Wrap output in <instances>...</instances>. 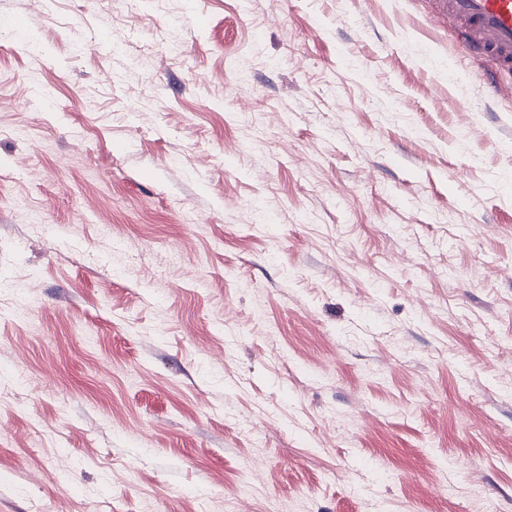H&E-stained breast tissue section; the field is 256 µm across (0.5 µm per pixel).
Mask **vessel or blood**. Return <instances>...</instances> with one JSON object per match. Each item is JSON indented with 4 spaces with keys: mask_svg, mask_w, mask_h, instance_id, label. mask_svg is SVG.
Here are the masks:
<instances>
[{
    "mask_svg": "<svg viewBox=\"0 0 512 512\" xmlns=\"http://www.w3.org/2000/svg\"><path fill=\"white\" fill-rule=\"evenodd\" d=\"M452 25L463 46L497 67L488 84L496 95L512 93V0H429Z\"/></svg>",
    "mask_w": 512,
    "mask_h": 512,
    "instance_id": "vessel-or-blood-1",
    "label": "vessel or blood"
}]
</instances>
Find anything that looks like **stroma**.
Listing matches in <instances>:
<instances>
[{
  "label": "stroma",
  "instance_id": "35a3bbf8",
  "mask_svg": "<svg viewBox=\"0 0 512 512\" xmlns=\"http://www.w3.org/2000/svg\"><path fill=\"white\" fill-rule=\"evenodd\" d=\"M0 512H512V98L427 0H0Z\"/></svg>",
  "mask_w": 512,
  "mask_h": 512
}]
</instances>
